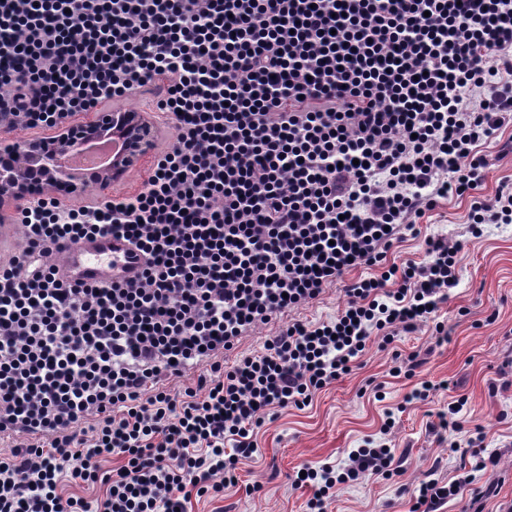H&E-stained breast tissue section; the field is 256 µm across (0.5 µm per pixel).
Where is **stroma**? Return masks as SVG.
I'll return each mask as SVG.
<instances>
[{"label":"stroma","mask_w":512,"mask_h":512,"mask_svg":"<svg viewBox=\"0 0 512 512\" xmlns=\"http://www.w3.org/2000/svg\"><path fill=\"white\" fill-rule=\"evenodd\" d=\"M469 207L466 199L441 201L387 257L399 265L423 262L424 241L430 236L461 243L459 283L438 312L448 329L446 340L437 342L431 326L421 325L398 336L394 349L371 343L357 367L320 390L308 406L266 415L254 432L255 452L239 458L218 490L192 497L186 512H308L312 492L294 486L297 471L344 465L349 452L368 440L391 448L392 474L336 486L326 512H410L412 496L427 474L448 481L464 473L459 451L468 447V433L451 432L442 441L430 430L436 413L461 398L466 416L484 430V448L497 455L498 463L477 473L442 512H460L490 482L500 484V502L512 501V389H491L512 355V224H490L482 236H472ZM345 303L340 286L330 285L283 318L252 328L235 350L224 354V362L262 353L284 321H323ZM412 351L424 352L425 363L412 377L394 376L395 353ZM424 382H443L447 388L429 401L409 400L412 389ZM390 416L395 423L389 428L385 422Z\"/></svg>","instance_id":"1"}]
</instances>
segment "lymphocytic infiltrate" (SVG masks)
Segmentation results:
<instances>
[{
	"instance_id": "f902f5d3",
	"label": "lymphocytic infiltrate",
	"mask_w": 512,
	"mask_h": 512,
	"mask_svg": "<svg viewBox=\"0 0 512 512\" xmlns=\"http://www.w3.org/2000/svg\"><path fill=\"white\" fill-rule=\"evenodd\" d=\"M151 95L174 133L136 195L41 199L0 260V512H85L64 472L102 480L99 512H185L273 409L349 373L373 336L434 323L461 244L382 269L442 200L472 234L512 224V182L477 195L478 148L512 124V0H0V130L45 128ZM115 234L139 282L61 284L59 240ZM396 289H389V282ZM341 283L335 317L284 323L260 354L217 360L252 327ZM199 369L181 392L166 378ZM232 449H225V441ZM125 464L99 474L91 461ZM387 445L306 469L311 512L388 472Z\"/></svg>"
}]
</instances>
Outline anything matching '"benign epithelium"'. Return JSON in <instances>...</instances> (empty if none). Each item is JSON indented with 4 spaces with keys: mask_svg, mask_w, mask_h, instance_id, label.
Wrapping results in <instances>:
<instances>
[{
    "mask_svg": "<svg viewBox=\"0 0 512 512\" xmlns=\"http://www.w3.org/2000/svg\"><path fill=\"white\" fill-rule=\"evenodd\" d=\"M110 134L121 139L123 152L103 171L75 180L58 164V157L82 147L94 138ZM159 127L147 112L114 109L100 112L90 121L62 119L46 137L13 138L0 142V223H11L13 215L34 197L60 201L85 199L93 192L112 197L128 170L140 165L155 150Z\"/></svg>",
    "mask_w": 512,
    "mask_h": 512,
    "instance_id": "1",
    "label": "benign epithelium"
}]
</instances>
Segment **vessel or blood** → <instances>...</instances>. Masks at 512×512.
Wrapping results in <instances>:
<instances>
[{
  "label": "vessel or blood",
  "instance_id": "vessel-or-blood-1",
  "mask_svg": "<svg viewBox=\"0 0 512 512\" xmlns=\"http://www.w3.org/2000/svg\"><path fill=\"white\" fill-rule=\"evenodd\" d=\"M60 281L80 286L139 280L144 257L125 238L95 235L67 241L55 260Z\"/></svg>",
  "mask_w": 512,
  "mask_h": 512
}]
</instances>
